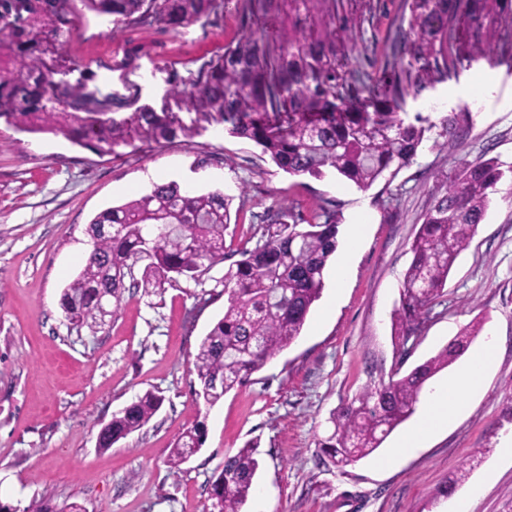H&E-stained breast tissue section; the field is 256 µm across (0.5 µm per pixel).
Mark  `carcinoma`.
I'll list each match as a JSON object with an SVG mask.
<instances>
[{
	"mask_svg": "<svg viewBox=\"0 0 512 512\" xmlns=\"http://www.w3.org/2000/svg\"><path fill=\"white\" fill-rule=\"evenodd\" d=\"M69 0H0V120L27 133H61L97 154L117 156L119 147L191 138L207 124H223L236 138L292 175L324 176L334 170L361 190L391 184L409 166L428 128L405 123L400 111L410 93L448 77V50L457 62L491 57L487 32L503 30L512 46V14L491 5L502 0H411L407 66L391 89L360 74L336 73L332 32L257 40L249 35L201 66L169 97L188 110L138 107L117 117L112 100L85 94L54 80L65 54L63 33L74 25ZM85 6L127 25L161 23L179 30L224 11V0H83ZM309 0H246L248 24L288 10L308 9ZM512 166L495 158L467 163L434 199L411 243L400 301L392 313L395 344L418 336L432 306L444 296L448 275L483 220L497 186ZM232 199L220 191L190 194L175 182L108 207L89 222L90 250L79 275L64 288L60 308L76 329L104 322L102 299L120 310L127 288L161 294L180 277L197 280L227 259L224 233ZM268 209L250 225L241 259L224 269V315L201 339L193 360L196 401L212 407L301 334L324 288V272L338 246L336 210L321 206L305 224ZM112 227V233L103 229ZM255 242L250 247L248 243ZM143 264L141 277L135 268ZM479 329L465 327L434 357L401 377L365 389L333 411L332 432L319 447L338 467L376 451L416 409L427 384L469 348ZM163 397L147 391L112 415L97 435L101 450L141 430ZM198 422L174 442L167 458L181 469L204 445ZM257 448L246 445L224 459L208 482V500L219 512H241L253 491ZM23 512H85L74 502L58 507L33 500Z\"/></svg>",
	"mask_w": 512,
	"mask_h": 512,
	"instance_id": "carcinoma-1",
	"label": "carcinoma"
}]
</instances>
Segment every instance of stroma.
<instances>
[{
    "mask_svg": "<svg viewBox=\"0 0 512 512\" xmlns=\"http://www.w3.org/2000/svg\"><path fill=\"white\" fill-rule=\"evenodd\" d=\"M411 0H312L309 11L271 17L267 34L310 32L326 20L336 32L338 72L355 70L390 86L407 58L392 57V39L409 42ZM244 0H224L222 14L172 30L126 26L69 0L75 27L72 60L58 80L100 98L117 112L160 107L175 82L250 32ZM495 82L480 87L484 74ZM512 67L479 57L408 97L406 121L430 129L413 162L390 186L362 190L340 175L295 176L254 143L212 124L191 139L149 145L123 156H98L63 135L15 130L0 120V501L23 512L32 500L82 504L86 512H204L208 482L226 456L257 442L255 486L267 512H507L512 507V182L502 181L469 247L457 258L445 294L433 306L406 358L392 341L410 245L442 175L465 163H512ZM463 133L447 147L449 114ZM181 189H221L231 196L227 251L270 208L309 219L334 202L338 248L362 225L331 315L335 266L300 336L240 388L199 409L192 365L200 339L224 314L223 266L202 279H179L161 294L128 293L117 317L97 330L73 329L59 306L90 249L87 227L101 210L150 190L154 177ZM472 342L496 339L497 354L469 408L447 428L396 462L397 434L369 457L335 467L318 442L330 413L367 385L388 381L395 365L411 369L437 354L461 329ZM163 404L150 422L112 448L97 434L113 413L146 391ZM204 422L206 441L180 471L166 463L173 440ZM468 468L451 495L449 477Z\"/></svg>",
    "mask_w": 512,
    "mask_h": 512,
    "instance_id": "35a3bbf8",
    "label": "stroma"
}]
</instances>
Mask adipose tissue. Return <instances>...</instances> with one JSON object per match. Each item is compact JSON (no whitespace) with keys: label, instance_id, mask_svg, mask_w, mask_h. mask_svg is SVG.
Listing matches in <instances>:
<instances>
[{"label":"adipose tissue","instance_id":"adipose-tissue-1","mask_svg":"<svg viewBox=\"0 0 512 512\" xmlns=\"http://www.w3.org/2000/svg\"><path fill=\"white\" fill-rule=\"evenodd\" d=\"M495 342H488L471 355L462 371L441 382L424 401L414 427L395 447V456H403L419 447L427 437L448 426L468 406L470 398L494 363Z\"/></svg>","mask_w":512,"mask_h":512}]
</instances>
